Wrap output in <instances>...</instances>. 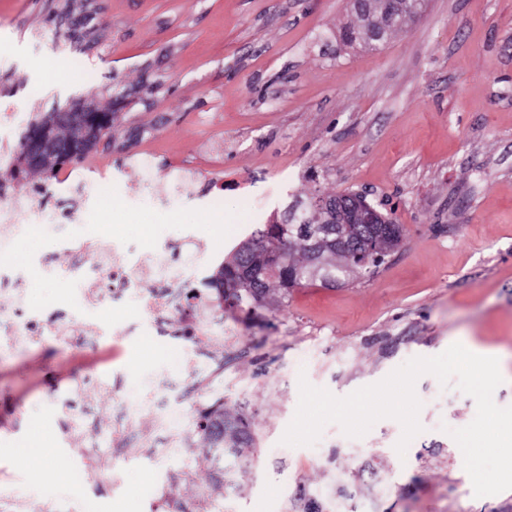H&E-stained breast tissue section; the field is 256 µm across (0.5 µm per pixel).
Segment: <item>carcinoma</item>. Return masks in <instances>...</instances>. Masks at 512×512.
Instances as JSON below:
<instances>
[{
    "mask_svg": "<svg viewBox=\"0 0 512 512\" xmlns=\"http://www.w3.org/2000/svg\"><path fill=\"white\" fill-rule=\"evenodd\" d=\"M351 10L359 25L344 31V43L366 47L371 43L363 38L366 24L382 30L384 35L401 29L391 22L386 6L381 0L352 2ZM56 124L48 125L43 118L31 126L42 129L49 142L65 145L76 135L70 122V113L54 114ZM315 197L296 201L287 206L279 224H258L248 238L239 243L230 257L220 265L211 281V287L224 289V297L237 305L265 307L279 298L288 296V290L307 284L339 278L345 283L353 277L354 257L344 250L320 244L305 236V226H321L325 214L314 204ZM198 428L206 441V452L213 450L222 455L241 456V451L254 445L250 423L243 414L231 416L224 407L200 414Z\"/></svg>",
    "mask_w": 512,
    "mask_h": 512,
    "instance_id": "cac0c4a2",
    "label": "carcinoma"
}]
</instances>
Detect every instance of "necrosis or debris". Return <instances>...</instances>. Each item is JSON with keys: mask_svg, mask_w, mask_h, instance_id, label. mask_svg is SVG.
<instances>
[{"mask_svg": "<svg viewBox=\"0 0 512 512\" xmlns=\"http://www.w3.org/2000/svg\"><path fill=\"white\" fill-rule=\"evenodd\" d=\"M39 206L29 190L0 184V224L11 225L19 221H36ZM73 256L71 272L88 284L86 298L96 305L104 301L119 303L132 289L140 288L143 281L158 283V291L143 294L140 310L146 318L159 321L172 311L183 316L181 334L192 342L200 343L210 337L205 324L199 319L202 309L211 307L212 301L202 290L189 287L184 263L174 262L166 248L153 251L123 253L116 242L88 243L79 238L68 241ZM21 278L14 265L0 260V284L13 285L12 312L0 318V336L12 345H21L39 337L43 324L27 305L24 291L19 290Z\"/></svg>", "mask_w": 512, "mask_h": 512, "instance_id": "obj_1", "label": "necrosis or debris"}]
</instances>
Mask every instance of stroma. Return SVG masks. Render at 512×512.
<instances>
[{
  "label": "stroma",
  "mask_w": 512,
  "mask_h": 512,
  "mask_svg": "<svg viewBox=\"0 0 512 512\" xmlns=\"http://www.w3.org/2000/svg\"><path fill=\"white\" fill-rule=\"evenodd\" d=\"M353 21L349 0H0V181L44 115L74 102L115 115L64 165L72 186L25 178L46 214L80 223L0 232L34 310L69 329L18 347L0 337V512H156L159 478L174 512H267L271 497L279 512L308 498L323 512H512V490L475 497L454 454L448 432L473 420L474 399L428 374L407 457L389 418L360 438L331 423L315 445L280 442L300 379L343 397L455 343L495 352L493 399L512 406V0H425L374 51L343 43ZM77 182L112 194L86 199ZM349 191L392 210L403 240L371 276L292 289L275 309L222 308L235 348L217 336L198 354L223 357L224 408L248 416L255 444L217 467L195 418L173 431L144 406L163 387L208 406L180 316L146 336L138 293L87 309L61 238L190 250L208 277L254 210L269 224L293 200ZM90 322L99 335L77 344ZM82 374L104 392L78 393ZM120 420L126 448L112 445Z\"/></svg>",
  "instance_id": "35a3bbf8"
}]
</instances>
